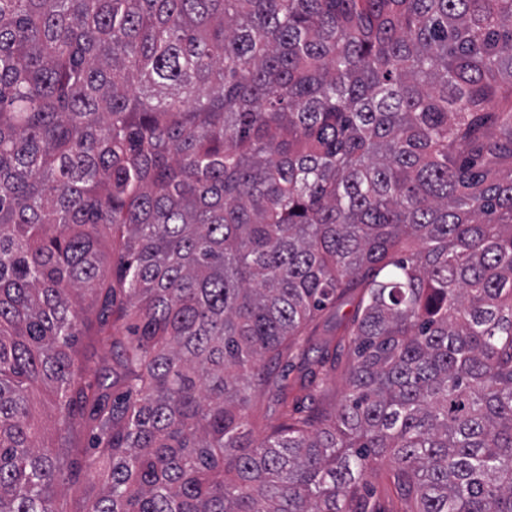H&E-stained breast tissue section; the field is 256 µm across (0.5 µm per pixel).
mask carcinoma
Returning a JSON list of instances; mask_svg holds the SVG:
<instances>
[{"mask_svg":"<svg viewBox=\"0 0 512 512\" xmlns=\"http://www.w3.org/2000/svg\"><path fill=\"white\" fill-rule=\"evenodd\" d=\"M77 419L88 512H383V458L393 512H512V0H0V512H63ZM351 309L352 306L348 303L339 304L336 305V309L327 308L318 319V327L311 345L313 349L310 350L309 357L314 358L318 355V351H320L318 348L320 347H327L330 356L336 354V367L330 369L328 366L327 372L323 375L324 392L321 396H314V400H312L309 396L310 392L301 387L300 363L302 356H285L282 358L275 373L278 375L279 383L284 392L288 395L290 405L293 404L303 410H308V408L315 405L330 409L342 399L346 389L350 359L347 349L338 346L340 336L339 332L335 330V324L338 318L348 314ZM281 375H285L282 381H280ZM31 413L37 426L38 444L57 446L59 435L56 431V422L59 411L54 397L43 386H36L31 391ZM90 436L84 431L82 426L74 421L69 431L70 446L75 448H69L70 454L68 462H79L81 465L84 464V460L92 452L89 447ZM388 468L387 465L374 468L369 470L365 477L372 501L380 507L387 508L391 506L392 501L396 502L394 488L386 478Z\"/></svg>","mask_w":512,"mask_h":512,"instance_id":"1","label":"carcinoma"}]
</instances>
